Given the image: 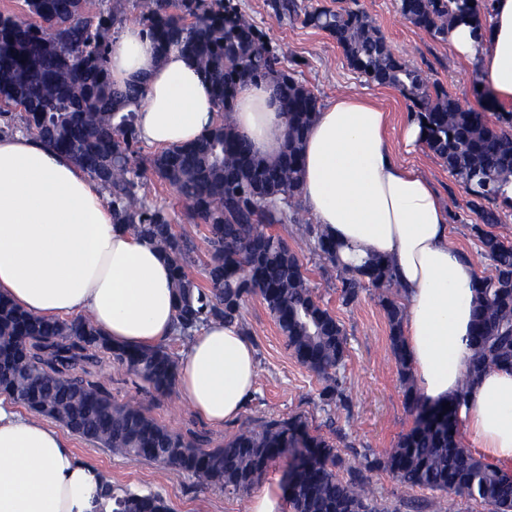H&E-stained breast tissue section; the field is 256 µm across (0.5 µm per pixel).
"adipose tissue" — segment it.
I'll use <instances>...</instances> for the list:
<instances>
[{
    "instance_id": "ef3b65f1",
    "label": "adipose tissue",
    "mask_w": 512,
    "mask_h": 512,
    "mask_svg": "<svg viewBox=\"0 0 512 512\" xmlns=\"http://www.w3.org/2000/svg\"><path fill=\"white\" fill-rule=\"evenodd\" d=\"M448 43L511 108L512 0H493L484 38L460 24ZM108 67L117 85L145 87L138 134L148 144H189L217 120L209 82L179 52L157 57L139 25L112 38ZM230 121L258 155H277L287 116L270 82L240 86ZM388 130L381 104L337 95L307 135L301 199L336 240L389 261L418 391L443 404L458 395L471 354L476 272L448 242L438 190L396 158ZM172 283L166 253L114 224L100 185L71 158L30 135L0 137V297L37 317H89L115 345L156 347L175 334ZM255 380L254 351L235 324L208 322L178 361L181 400L215 427L240 416ZM461 416L473 447L512 469V372L483 375ZM105 484L56 426L0 397V512H91Z\"/></svg>"
}]
</instances>
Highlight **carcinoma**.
I'll use <instances>...</instances> for the list:
<instances>
[{
	"instance_id": "carcinoma-1",
	"label": "carcinoma",
	"mask_w": 512,
	"mask_h": 512,
	"mask_svg": "<svg viewBox=\"0 0 512 512\" xmlns=\"http://www.w3.org/2000/svg\"><path fill=\"white\" fill-rule=\"evenodd\" d=\"M135 2L155 52L177 50L197 64L213 87L221 120L197 141L163 149L152 171L186 202L187 223L204 226L207 286L189 274L194 244L178 232L170 214L149 201L136 159V112L143 91L112 83L108 43L126 4ZM29 19L0 14V105L20 109V123L6 134H30L68 155L106 191L112 221L154 242L168 256L177 294L176 333L191 336L211 319H240L245 298L257 295L270 312L287 349L317 374L325 412L347 409L337 374L347 338L321 305L298 251L269 232L275 224L300 225L310 254L334 270L342 305H354L369 287L381 291L391 352L414 426L380 455H363L340 474L342 458L324 434H312L300 416L246 423L224 444L204 449L161 426L138 401L117 403L92 369L104 354L145 379L161 395L172 392L174 355L162 347H114L87 319L40 318L0 298V394L73 435L115 455L169 465L200 487L230 494L252 490L278 458L302 452L287 497L290 512H399L378 500L368 473L388 472L405 491L423 496L405 505L414 512H446L442 495L464 507L512 512V474L475 456L462 440L460 416L468 389L484 374L512 370V241L491 228L502 223L491 204L512 205V112H501L489 94L479 109L462 106L448 91L396 53L358 0L332 10L311 7L303 23L325 31L350 67L367 82L399 90L416 108L424 144L469 197L468 207L487 268L473 288L472 355L461 369V393L450 409L430 405L414 387L402 334L405 320L396 296L401 286L388 261L348 258L345 247L320 224L300 215L303 147L319 112L315 93L281 66L279 54L252 19L231 0H24ZM399 14L434 39L467 24L489 25L482 0H397ZM273 81L288 116L279 154L257 156L230 122L238 86ZM93 512H169L157 493L106 485Z\"/></svg>"
}]
</instances>
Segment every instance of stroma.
I'll return each mask as SVG.
<instances>
[{
    "instance_id": "stroma-1",
    "label": "stroma",
    "mask_w": 512,
    "mask_h": 512,
    "mask_svg": "<svg viewBox=\"0 0 512 512\" xmlns=\"http://www.w3.org/2000/svg\"><path fill=\"white\" fill-rule=\"evenodd\" d=\"M243 13L268 37L271 46L284 57V67L307 85L327 104L343 92L376 98L391 116L393 127L411 117L412 104L398 90L379 87L351 69L342 50L322 30L304 25L301 17L278 15L271 0H234ZM359 6L380 27L389 44L418 69L438 82L463 106L478 100L474 80L475 65L453 53L447 42L433 39L405 21L396 11L394 0H359ZM399 159L429 178L442 195L449 214V242L475 269H482L474 215L467 196L447 169L426 148L400 151L391 141ZM311 281L325 306L346 331L345 365L339 373L349 401L334 425H327L321 409L324 382L302 366L287 349L272 316L258 296L248 297L241 309L248 339L256 354L255 390L238 420L217 430L198 417L178 393L160 395L142 378L125 367L105 361L95 378L122 403L130 398L141 401L146 412L166 428L185 439L203 441L214 448L232 438L246 421L302 416L311 432L331 435L345 464L351 465L363 454H382L392 448L401 434L410 430L415 415L405 401L399 367L391 352L389 326L376 290H363L357 302L342 306L340 283L323 274L315 260H307ZM75 455L92 463L114 488L163 496L171 512H245L246 499L228 495L217 488H202L175 469L158 463L134 461L97 447L79 437H71Z\"/></svg>"
}]
</instances>
